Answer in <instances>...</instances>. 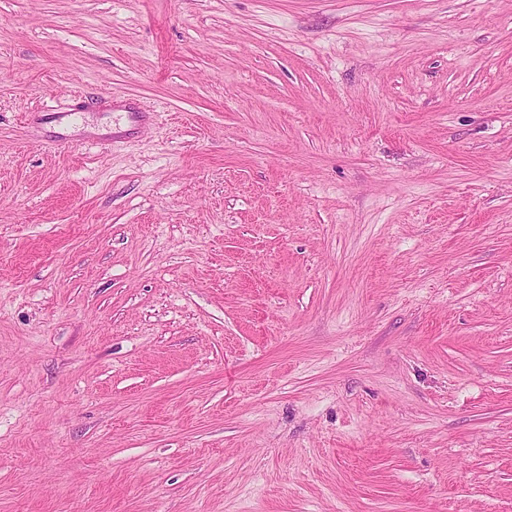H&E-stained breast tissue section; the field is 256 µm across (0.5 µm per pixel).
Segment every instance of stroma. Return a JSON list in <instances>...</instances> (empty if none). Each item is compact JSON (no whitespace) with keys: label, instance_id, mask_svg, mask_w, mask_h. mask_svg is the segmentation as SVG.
Instances as JSON below:
<instances>
[{"label":"stroma","instance_id":"35a3bbf8","mask_svg":"<svg viewBox=\"0 0 512 512\" xmlns=\"http://www.w3.org/2000/svg\"><path fill=\"white\" fill-rule=\"evenodd\" d=\"M0 512H512V0H0Z\"/></svg>","mask_w":512,"mask_h":512}]
</instances>
